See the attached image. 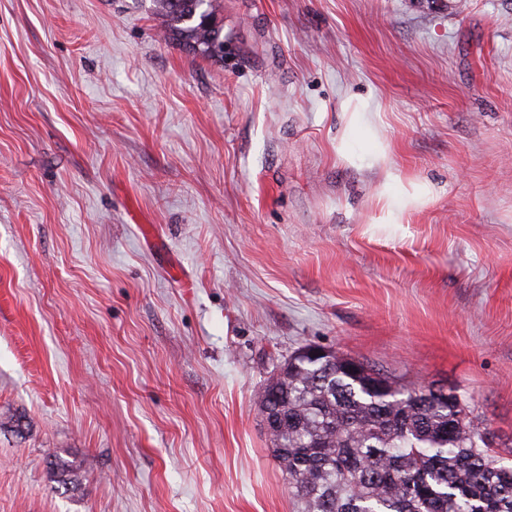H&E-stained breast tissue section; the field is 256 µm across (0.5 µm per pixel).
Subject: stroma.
Wrapping results in <instances>:
<instances>
[{
    "label": "stroma",
    "mask_w": 512,
    "mask_h": 512,
    "mask_svg": "<svg viewBox=\"0 0 512 512\" xmlns=\"http://www.w3.org/2000/svg\"><path fill=\"white\" fill-rule=\"evenodd\" d=\"M221 4L216 62L0 0V512H298L256 401L307 344L512 446V0Z\"/></svg>",
    "instance_id": "35a3bbf8"
}]
</instances>
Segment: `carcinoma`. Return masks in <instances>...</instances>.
<instances>
[{"mask_svg": "<svg viewBox=\"0 0 512 512\" xmlns=\"http://www.w3.org/2000/svg\"><path fill=\"white\" fill-rule=\"evenodd\" d=\"M164 39L224 57L220 0H152ZM344 354L294 352L258 398L279 425L274 458L300 512H512V465L467 419L464 399L406 389Z\"/></svg>", "mask_w": 512, "mask_h": 512, "instance_id": "cac0c4a2", "label": "carcinoma"}]
</instances>
